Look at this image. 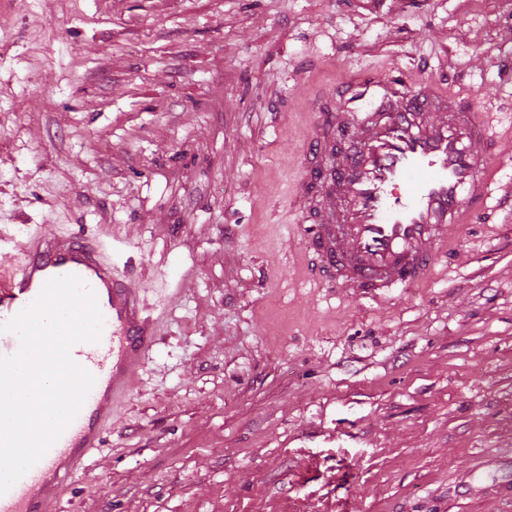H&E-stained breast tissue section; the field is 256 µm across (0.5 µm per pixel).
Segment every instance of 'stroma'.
<instances>
[{"label":"stroma","mask_w":512,"mask_h":512,"mask_svg":"<svg viewBox=\"0 0 512 512\" xmlns=\"http://www.w3.org/2000/svg\"><path fill=\"white\" fill-rule=\"evenodd\" d=\"M373 71L465 90L499 168L383 306L295 193ZM0 227L111 243L156 326L50 512H512V0H0Z\"/></svg>","instance_id":"35a3bbf8"}]
</instances>
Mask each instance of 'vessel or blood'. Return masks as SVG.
Returning a JSON list of instances; mask_svg holds the SVG:
<instances>
[{
    "label": "vessel or blood",
    "mask_w": 512,
    "mask_h": 512,
    "mask_svg": "<svg viewBox=\"0 0 512 512\" xmlns=\"http://www.w3.org/2000/svg\"><path fill=\"white\" fill-rule=\"evenodd\" d=\"M368 82L387 86V94L374 100L356 92L349 107L318 118L303 151L297 199L328 286L383 305L394 290L430 279L448 250V225L469 222L498 170L475 150L488 142L491 128L476 103L424 89L411 73L373 75ZM340 136L347 140L341 151ZM15 252L20 262L0 277V323L30 305L46 281L65 275L94 291L103 316L99 342L71 349L72 359L95 378L79 414L0 496V512H48L100 447L155 336L139 289L113 270L100 239L39 232L21 242L0 231V259Z\"/></svg>",
    "instance_id": "b4317fda"
}]
</instances>
